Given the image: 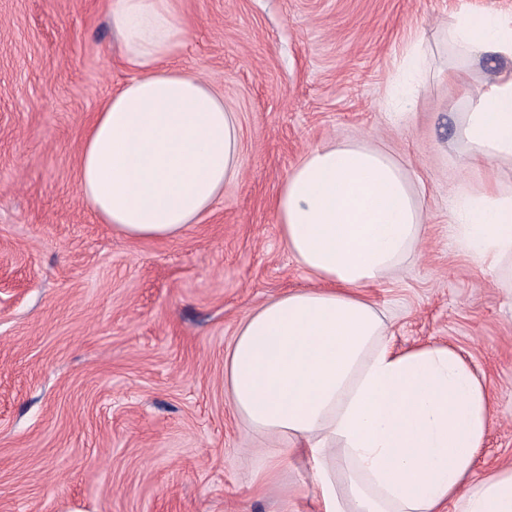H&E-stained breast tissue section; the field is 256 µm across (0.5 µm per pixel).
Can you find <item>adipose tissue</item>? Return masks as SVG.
Returning <instances> with one entry per match:
<instances>
[{
    "mask_svg": "<svg viewBox=\"0 0 512 512\" xmlns=\"http://www.w3.org/2000/svg\"><path fill=\"white\" fill-rule=\"evenodd\" d=\"M108 24L132 78L95 112L79 166L82 197L133 239L179 236L237 180L239 121L199 73L168 67L188 35L179 0H107ZM454 85L448 111L462 166L512 162V19L448 24ZM492 57L503 69L480 87L462 77ZM421 42L396 73L403 99L427 85ZM282 241L315 280L239 325L224 360L235 412L310 465L318 512H512V466L476 477L492 418L486 387L446 345L397 349L368 288L395 276L426 232L422 194L403 162L364 138L309 149L275 201ZM448 231L475 267L512 260V189L487 181L450 199Z\"/></svg>",
    "mask_w": 512,
    "mask_h": 512,
    "instance_id": "1",
    "label": "adipose tissue"
}]
</instances>
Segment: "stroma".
I'll return each mask as SVG.
<instances>
[{
	"mask_svg": "<svg viewBox=\"0 0 512 512\" xmlns=\"http://www.w3.org/2000/svg\"><path fill=\"white\" fill-rule=\"evenodd\" d=\"M170 59L224 94L244 167L212 213L171 240H135L83 201L79 151L129 80L105 0H0V512H312L307 467L257 490L273 446L235 415L224 357L242 319L313 281L274 201L309 148L362 136L424 189L419 251L367 294L393 344H447L486 384L493 417L475 472L512 465V286L451 245L463 168L452 89L431 83L405 129L383 118L408 45L451 14L512 18V0H184Z\"/></svg>",
	"mask_w": 512,
	"mask_h": 512,
	"instance_id": "1",
	"label": "stroma"
}]
</instances>
